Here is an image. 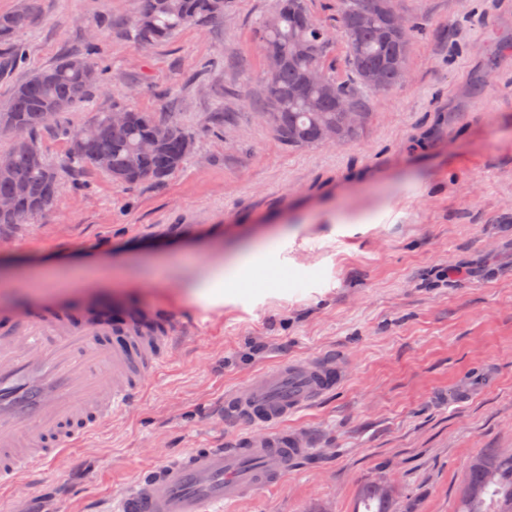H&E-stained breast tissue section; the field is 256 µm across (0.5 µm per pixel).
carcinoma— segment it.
<instances>
[{"mask_svg": "<svg viewBox=\"0 0 512 512\" xmlns=\"http://www.w3.org/2000/svg\"><path fill=\"white\" fill-rule=\"evenodd\" d=\"M229 0H138L132 25L137 40L158 42L178 29L200 21L224 17ZM30 22L22 7L0 14V45L11 48L15 32ZM264 46L280 51L278 72L263 78L265 118L280 139L290 146L305 147L323 142L327 129L337 139L354 137L366 119L363 95L379 89L365 80L373 69L381 82L397 86L403 73L390 65L409 56L393 38L384 36L381 22L365 24L345 39V67L351 78L338 81L323 70V60L333 48L328 32L309 14L305 0H281L277 10L259 27ZM322 77L312 82L313 69ZM98 80L95 63L87 57L68 56L41 69L17 85L7 111L0 112V136L11 139L0 153V199L11 201L0 209V229L26 224L53 209L62 194L65 178L92 166L112 181L132 186L161 180L178 171L191 155L192 133L176 121H162L150 112L121 108L124 120L113 121L102 112L90 125L73 128L62 122L66 112L83 102ZM342 103L355 111L358 121L349 124L337 110ZM50 128L77 142L67 149L60 166L49 163L39 145ZM21 130L22 136L13 134ZM106 157L102 166L100 157ZM366 512H396L397 497L384 481H369L359 490ZM457 512H512V452L488 450L468 468L458 497Z\"/></svg>", "mask_w": 512, "mask_h": 512, "instance_id": "1", "label": "carcinoma"}]
</instances>
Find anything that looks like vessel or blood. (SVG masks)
Masks as SVG:
<instances>
[{
	"mask_svg": "<svg viewBox=\"0 0 512 512\" xmlns=\"http://www.w3.org/2000/svg\"><path fill=\"white\" fill-rule=\"evenodd\" d=\"M171 317L109 316L63 306L0 311V487H16L122 411L164 363ZM334 358L285 362L272 383L224 398V418L247 426L229 447L196 448L144 470L117 512H227L281 485L308 455L288 419L342 383Z\"/></svg>",
	"mask_w": 512,
	"mask_h": 512,
	"instance_id": "b4317fda",
	"label": "vessel or blood"
}]
</instances>
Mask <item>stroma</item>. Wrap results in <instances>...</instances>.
I'll use <instances>...</instances> for the list:
<instances>
[{
    "label": "stroma",
    "instance_id": "obj_1",
    "mask_svg": "<svg viewBox=\"0 0 512 512\" xmlns=\"http://www.w3.org/2000/svg\"><path fill=\"white\" fill-rule=\"evenodd\" d=\"M24 3L37 20L12 38L23 61L0 66V110L35 71L91 52L101 79L72 126L128 107L184 125L195 149L130 188L83 168L52 212L5 231L0 308L162 310L176 340L140 397L0 488V512H111L142 469L243 434L226 392L329 354L342 385L288 420L310 456L232 512H354L371 480L397 488L399 512H456L470 461L512 451V0H393L425 29L405 78L366 96L355 139L305 148L262 117L256 30L276 0H232L151 44L129 28L135 0H0V14ZM306 5L346 78L339 0ZM217 245L228 263L257 253L265 274L204 309L183 284ZM25 252L108 260L128 285L36 290L15 267Z\"/></svg>",
    "mask_w": 512,
    "mask_h": 512
}]
</instances>
